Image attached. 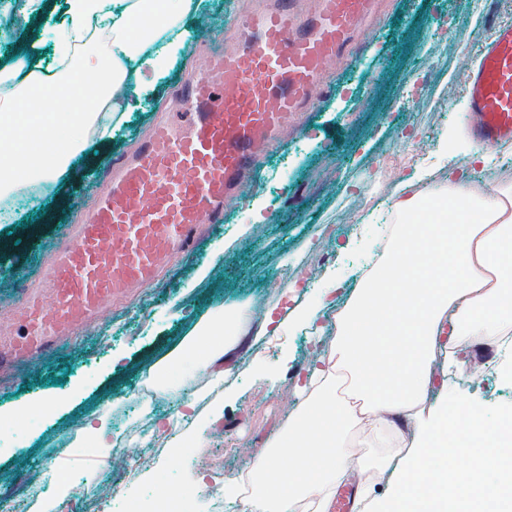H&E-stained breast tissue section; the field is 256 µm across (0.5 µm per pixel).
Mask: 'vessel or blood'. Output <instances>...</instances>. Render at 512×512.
<instances>
[{
  "label": "vessel or blood",
  "instance_id": "1",
  "mask_svg": "<svg viewBox=\"0 0 512 512\" xmlns=\"http://www.w3.org/2000/svg\"><path fill=\"white\" fill-rule=\"evenodd\" d=\"M251 0L232 14L224 43L184 81L176 112L138 152L107 166V187L53 250L39 285L16 306L19 332L0 329V366L55 351L105 316L113 301L150 286L172 267L196 228L224 215L230 196L259 173L264 151L284 140L296 115L322 98L330 64L352 60L370 33L375 0ZM469 71L467 124L478 146L512 141V24L480 37Z\"/></svg>",
  "mask_w": 512,
  "mask_h": 512
}]
</instances>
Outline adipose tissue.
Here are the masks:
<instances>
[{"mask_svg": "<svg viewBox=\"0 0 512 512\" xmlns=\"http://www.w3.org/2000/svg\"><path fill=\"white\" fill-rule=\"evenodd\" d=\"M70 23L56 32L53 51L64 77L58 88L71 109L44 107L49 83L40 64L0 63V164L15 169L1 183L11 193L34 182L52 184L83 150L71 140L43 156L40 135L76 121L112 138L103 112H133L158 97L184 44L193 0H66ZM153 15L150 30L135 20ZM162 40L160 50L147 46ZM397 224L383 260L359 278L336 318V339L310 367L304 398L287 426L272 437L246 473L224 482L226 493L250 488L248 512H328L338 485L358 465L347 446L365 424L374 463L392 496L379 512H457L442 490L455 482L478 512L489 499L490 477L512 470L501 451L503 423L458 397L431 403L427 387L437 356L459 372L473 371L465 350L473 342L512 345V180L484 192L467 172L438 187L431 173L393 195ZM344 282L328 270L316 293L285 296L263 312L241 303L216 311L198 330L205 357L182 343L146 371L148 383L179 384L198 376L224 380L247 338L272 341L285 330L315 327Z\"/></svg>", "mask_w": 512, "mask_h": 512, "instance_id": "obj_1", "label": "adipose tissue"}]
</instances>
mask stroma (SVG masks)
Wrapping results in <instances>:
<instances>
[{"mask_svg": "<svg viewBox=\"0 0 512 512\" xmlns=\"http://www.w3.org/2000/svg\"><path fill=\"white\" fill-rule=\"evenodd\" d=\"M232 0H199L185 35V56L159 97L134 112L112 113V141H94L91 131L65 129L69 138L87 140L86 152L55 186L17 195L0 218V300L18 298L24 274L46 267L62 227L89 210L86 187L91 171L133 153L148 134L156 113L169 109L180 81L191 72L199 46L224 33ZM21 8L0 11V61L49 59V32L65 24L61 0H50L37 21ZM512 22V0H379L377 33L355 48L353 62L338 70L317 110L296 119L287 143L270 152L256 188L231 206L222 224L203 228L195 248L177 260L153 286L126 298L118 310L77 342L50 358L33 360L14 378L0 377V409L27 412L35 399L54 405L26 430L0 431V506L17 512L10 494L34 486L68 454L84 433L87 417L106 413L123 451L95 455L61 512H125V490L141 500L162 498V484L176 485L183 467L205 477L194 494L195 512H213L225 479L248 469L293 416L301 401L298 387L311 363L335 331L334 311L319 318V337L295 329L283 345L262 342L243 348L239 368L226 376L224 414L197 448L178 449L177 438L153 440L155 454L131 443L143 423L164 418L174 405L194 396L199 408L203 378L159 391L141 379L193 325L212 311L241 301L256 310L289 286L316 290L329 268L343 277L363 262L351 248L361 225L381 224L394 189L411 182L414 165L401 163L407 152L432 166L435 181L448 179L440 154L449 132L463 126L465 86L479 57V36L491 21ZM37 241L21 252L17 241ZM481 363L477 378L453 377L434 365L429 401L462 395L479 401L491 416L512 417V375L500 368L496 347L475 343L468 349ZM159 472L160 482L133 484L136 472Z\"/></svg>", "mask_w": 512, "mask_h": 512, "instance_id": "35a3bbf8", "label": "stroma"}]
</instances>
